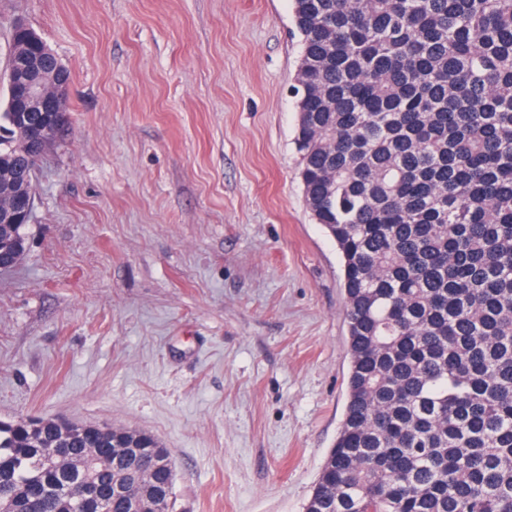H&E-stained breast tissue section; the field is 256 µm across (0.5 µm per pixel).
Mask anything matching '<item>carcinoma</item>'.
I'll return each instance as SVG.
<instances>
[{
	"label": "carcinoma",
	"instance_id": "obj_1",
	"mask_svg": "<svg viewBox=\"0 0 512 512\" xmlns=\"http://www.w3.org/2000/svg\"><path fill=\"white\" fill-rule=\"evenodd\" d=\"M293 93L306 203L343 259L344 417L305 512H512V0H292ZM41 64L52 53L11 34ZM0 213L42 156L9 105ZM26 247L0 221V252ZM0 422L9 512H127L113 486L168 512L152 435ZM112 461L99 496L63 492L86 449Z\"/></svg>",
	"mask_w": 512,
	"mask_h": 512
}]
</instances>
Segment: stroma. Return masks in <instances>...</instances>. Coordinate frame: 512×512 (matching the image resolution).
<instances>
[{"label":"stroma","mask_w":512,"mask_h":512,"mask_svg":"<svg viewBox=\"0 0 512 512\" xmlns=\"http://www.w3.org/2000/svg\"><path fill=\"white\" fill-rule=\"evenodd\" d=\"M71 75L0 272V421L153 435L173 512H305L343 420V260L303 194L290 0H0Z\"/></svg>","instance_id":"1"}]
</instances>
